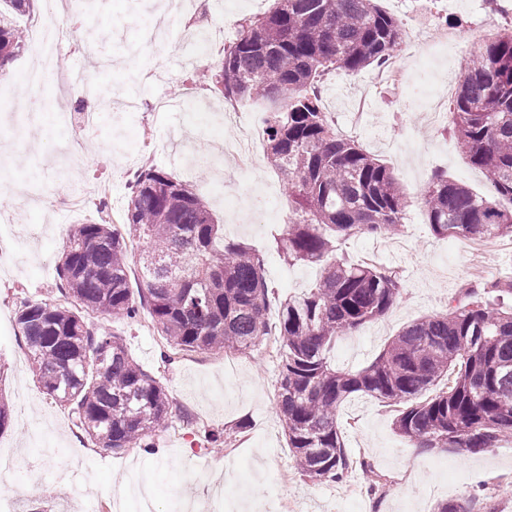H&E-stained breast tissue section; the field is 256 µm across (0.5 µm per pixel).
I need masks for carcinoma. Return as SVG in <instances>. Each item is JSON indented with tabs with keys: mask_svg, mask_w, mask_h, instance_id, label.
Listing matches in <instances>:
<instances>
[{
	"mask_svg": "<svg viewBox=\"0 0 512 512\" xmlns=\"http://www.w3.org/2000/svg\"><path fill=\"white\" fill-rule=\"evenodd\" d=\"M26 2L0 0V66L23 48L11 14ZM402 39V23L380 0H274L265 15L241 23L210 75L224 98L265 114L267 158L288 184L280 248L289 261L320 263L336 253L339 237L381 238L403 224L409 197L401 184L381 159L339 136L322 107L329 72L378 68ZM472 55L448 124L492 195L436 172L422 203L438 237L512 238V29L480 41ZM126 224L141 244L140 299L129 286L126 238L105 221L90 222L75 226L61 255V299L25 298L16 312L38 382L98 447L149 448L169 414L165 388L121 338L86 318L131 321L142 305L180 350H245L275 329L277 408L288 448L312 481L338 483L352 468L336 412L356 393L404 405L395 429L420 448H496L512 437V277L461 289L466 303L454 299L446 313L410 324L369 366L336 370L326 358L336 337L402 298L396 271L336 260L309 291L280 302L272 327L262 259L224 237L189 184L153 165L141 168ZM437 512L497 510L471 494Z\"/></svg>",
	"mask_w": 512,
	"mask_h": 512,
	"instance_id": "obj_1",
	"label": "carcinoma"
}]
</instances>
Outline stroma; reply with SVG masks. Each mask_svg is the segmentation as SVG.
Returning <instances> with one entry per match:
<instances>
[{
  "label": "stroma",
  "mask_w": 512,
  "mask_h": 512,
  "mask_svg": "<svg viewBox=\"0 0 512 512\" xmlns=\"http://www.w3.org/2000/svg\"><path fill=\"white\" fill-rule=\"evenodd\" d=\"M133 0H70L62 59L84 60L86 39L99 46L103 65L86 76L114 91L112 107L94 129H63L45 120L28 123L23 101L29 93L24 73L34 63L22 50L8 65L12 86L0 104V141L11 147L0 158V211L14 221L0 223V241L17 258H0V394L11 404V420L0 431V448L18 463L0 495L16 496L15 512H135L121 497L132 474L144 475L155 512H178L183 498L233 512L245 496V512H433L439 503L486 484L499 512H512V438L498 447L448 450L412 449L393 425L395 407L355 394L342 403L338 422L348 455L358 465L340 483L304 477L288 449L276 407L279 344L260 337L244 351H172L152 327L148 309L134 321L95 318L96 326L119 335L132 357L165 387L171 413L153 438V450L112 451L95 446L78 430L67 410L40 388L24 338L16 325L21 299L57 296L56 264L75 225L98 218L119 232L133 172L151 164L191 185L220 224L225 237L243 242L264 262L275 299L299 295L320 279L323 268L291 262L276 243L287 230L288 191L284 177L268 163L263 135L241 132L224 119L230 104L204 82L217 69L224 49L244 19L267 11L273 0H220L212 21L182 13L179 29L160 43L144 45L148 18ZM403 24L399 58L409 40L439 16L458 18L461 32L481 33L488 19L512 27V11L487 0H381ZM209 63L182 66L188 55ZM156 65L166 73L160 84L140 82L139 71ZM374 69L350 74L336 70L324 80L323 107L336 118V131L357 140L385 162L410 196L398 250L378 248V265L394 268L403 297L382 317L337 337L327 352L341 370L369 365L407 324L444 313L450 297L470 278L468 256L458 238H439L430 229L421 193L431 175L487 192L483 173L462 155L447 123L426 125L416 100L393 87H375ZM173 101L156 107L159 97ZM369 104L354 112L358 99ZM362 118L366 130L353 126ZM247 135L259 158L249 181L238 184L234 162L217 149L218 140ZM220 435L207 444L205 434ZM371 473H363L362 464Z\"/></svg>",
  "instance_id": "1"
}]
</instances>
